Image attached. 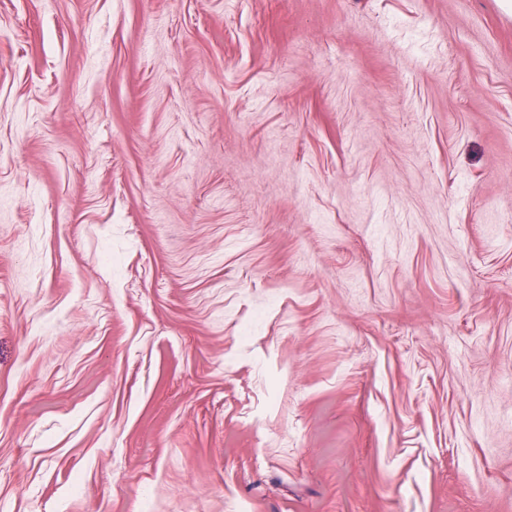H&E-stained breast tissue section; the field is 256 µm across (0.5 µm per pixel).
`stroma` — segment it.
I'll return each mask as SVG.
<instances>
[{
  "label": "stroma",
  "mask_w": 512,
  "mask_h": 512,
  "mask_svg": "<svg viewBox=\"0 0 512 512\" xmlns=\"http://www.w3.org/2000/svg\"><path fill=\"white\" fill-rule=\"evenodd\" d=\"M0 512H512L506 0H0Z\"/></svg>",
  "instance_id": "stroma-1"
}]
</instances>
